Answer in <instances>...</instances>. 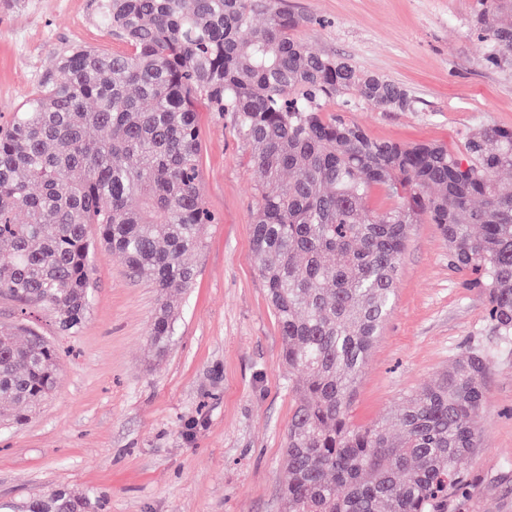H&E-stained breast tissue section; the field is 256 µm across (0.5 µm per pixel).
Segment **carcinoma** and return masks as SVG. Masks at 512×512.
Returning <instances> with one entry per match:
<instances>
[{"label": "carcinoma", "mask_w": 512, "mask_h": 512, "mask_svg": "<svg viewBox=\"0 0 512 512\" xmlns=\"http://www.w3.org/2000/svg\"><path fill=\"white\" fill-rule=\"evenodd\" d=\"M265 15V23L255 18ZM124 52L74 47L0 129V292L53 313L74 334L104 247L152 276V346L175 335L178 303L215 217L201 194L196 105L228 116L260 174L252 252L278 321L282 361L302 374L286 436V512H444L477 447L490 363L470 349L395 413L357 426L356 384L394 306L412 224H435L451 265L485 294L512 341V127L487 126L464 157L438 143L371 137L329 112L352 92L406 111L402 85L314 52L303 18L276 0H96ZM484 64L512 67V0H477ZM376 190L399 198L369 207ZM23 211L26 219L17 220ZM0 326V426L25 424L57 384L55 347ZM64 491L29 512H89Z\"/></svg>", "instance_id": "carcinoma-1"}]
</instances>
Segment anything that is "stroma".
Segmentation results:
<instances>
[{
	"mask_svg": "<svg viewBox=\"0 0 512 512\" xmlns=\"http://www.w3.org/2000/svg\"><path fill=\"white\" fill-rule=\"evenodd\" d=\"M303 18L318 53L409 89L414 110L338 103L373 137L439 142L459 152L488 125L512 127V69L483 63L469 18L476 0H278ZM106 52L95 0H0V127L54 75L64 52ZM202 196L216 216L204 247L186 255L198 275L179 292L175 336L156 354L147 330L157 305L149 275L98 252L92 303L79 332L52 314L20 312L0 296V324L28 320L58 348L53 395L26 424L0 430V512H26L64 490L94 512H284L285 435L295 396L282 337L252 255L258 175L227 119L197 106ZM478 347L492 361L480 446L462 466L466 489L448 512H512V344L487 315L484 293L452 268L436 225H412L392 314L360 376L349 416H387Z\"/></svg>",
	"mask_w": 512,
	"mask_h": 512,
	"instance_id": "1",
	"label": "stroma"
}]
</instances>
